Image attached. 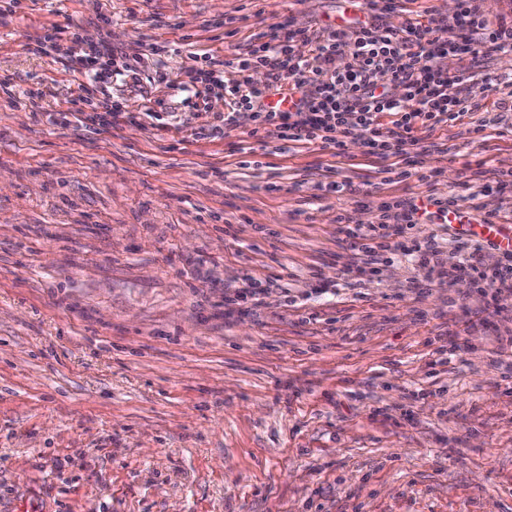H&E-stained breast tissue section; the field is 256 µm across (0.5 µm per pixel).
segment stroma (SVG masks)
Returning <instances> with one entry per match:
<instances>
[{"label": "stroma", "instance_id": "obj_1", "mask_svg": "<svg viewBox=\"0 0 512 512\" xmlns=\"http://www.w3.org/2000/svg\"><path fill=\"white\" fill-rule=\"evenodd\" d=\"M345 0H20L0 8V512H512V292L420 262L352 269L336 218L456 193L512 220V120L425 134L432 185L290 142L237 165L249 122L199 128L224 97L191 83L193 43L224 56L269 25L334 22ZM52 41H44L48 29ZM158 48L175 123L58 125L101 40ZM38 91L36 100L24 98ZM370 183L364 199L318 183ZM265 282L260 303L226 288Z\"/></svg>", "mask_w": 512, "mask_h": 512}]
</instances>
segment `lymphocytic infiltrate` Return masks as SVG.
<instances>
[{
    "label": "lymphocytic infiltrate",
    "mask_w": 512,
    "mask_h": 512,
    "mask_svg": "<svg viewBox=\"0 0 512 512\" xmlns=\"http://www.w3.org/2000/svg\"><path fill=\"white\" fill-rule=\"evenodd\" d=\"M357 8L360 18L344 26L328 24L312 32L286 21L271 25L264 43L232 58L240 70H263L265 80L258 85L247 78L225 83L223 60L201 55L198 82L223 90L228 104L217 123L208 125V134H225L243 120L251 126L255 144L240 148V167H259V155L281 142L312 145L336 158L345 156L348 144L359 143L384 161V173L400 181H427L413 161L425 150L420 132L456 126L469 110L465 83L483 75L490 56L512 52V26L490 22L471 4L442 36L413 16L400 28L387 27L384 14L403 10V0H359ZM300 43L305 52H296ZM340 56L349 60L342 69L336 66ZM283 92L295 96L293 110L264 106L267 95ZM384 113L392 115L391 124L380 123ZM392 157L400 159V167L389 166ZM397 207L394 224L341 225L355 264L374 265L385 253H399L436 269L443 282L465 275L484 288L512 290V252L480 238L461 239L456 262L441 267L435 235L413 234L419 206L406 199Z\"/></svg>",
    "instance_id": "obj_1"
}]
</instances>
